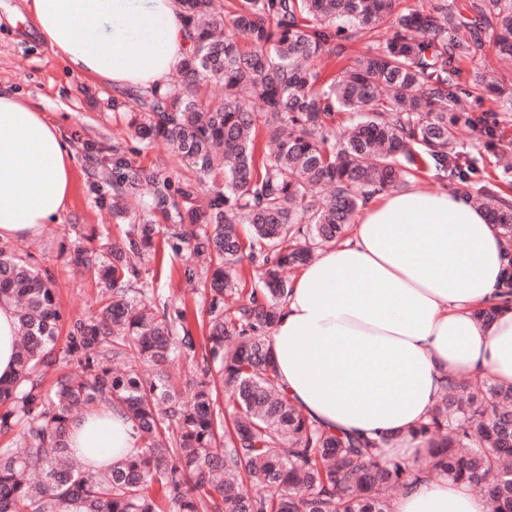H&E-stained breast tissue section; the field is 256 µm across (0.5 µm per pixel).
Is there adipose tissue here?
Here are the masks:
<instances>
[{
    "mask_svg": "<svg viewBox=\"0 0 512 512\" xmlns=\"http://www.w3.org/2000/svg\"><path fill=\"white\" fill-rule=\"evenodd\" d=\"M50 51L76 75L122 89L163 87L190 50L181 0H25ZM97 29L94 39L84 29ZM73 151L41 102L0 87V239L41 233L64 210ZM497 227L460 193L384 192L359 209L351 234L304 267L271 333L279 379L313 423L391 436L389 455L411 461L447 380L491 374L512 385V305L493 322L505 267ZM78 460L108 466L141 451L122 408L111 425L71 426ZM392 512H489L445 478L399 495Z\"/></svg>",
    "mask_w": 512,
    "mask_h": 512,
    "instance_id": "obj_1",
    "label": "adipose tissue"
}]
</instances>
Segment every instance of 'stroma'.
Wrapping results in <instances>:
<instances>
[{
  "instance_id": "35a3bbf8",
  "label": "stroma",
  "mask_w": 512,
  "mask_h": 512,
  "mask_svg": "<svg viewBox=\"0 0 512 512\" xmlns=\"http://www.w3.org/2000/svg\"><path fill=\"white\" fill-rule=\"evenodd\" d=\"M24 0H0V85L24 97L42 101L50 118L74 152V178L69 202L57 220L42 233L17 241L20 254L53 275L58 305L65 319L96 315L104 289L90 274L80 273L72 260L75 245L99 248L103 238L122 237L127 221L113 218L110 205L98 202L95 187L112 175V142L127 134L123 113L114 111L113 88L86 77L70 74L63 61L46 49L37 32L27 24ZM463 89L471 87V75L479 71L496 81L512 84V66L495 60L492 42H484L476 55L460 65ZM468 121L457 130L456 149L475 156L476 171L460 181L432 167H423L415 184L424 189L441 187L469 195L512 187V111L497 114L495 145L485 148L486 136L475 120L491 107L490 99L468 98ZM130 159L145 176L139 192L149 195L153 178L179 181L192 177V168L164 146L132 153ZM189 248L172 251L165 237L157 239V255L144 275L157 299L173 310L184 311L195 339H202L200 314L208 294L200 282L188 281L185 267L194 265Z\"/></svg>"
}]
</instances>
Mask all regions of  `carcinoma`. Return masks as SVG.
Masks as SVG:
<instances>
[{
    "label": "carcinoma",
    "instance_id": "cac0c4a2",
    "mask_svg": "<svg viewBox=\"0 0 512 512\" xmlns=\"http://www.w3.org/2000/svg\"><path fill=\"white\" fill-rule=\"evenodd\" d=\"M182 0L191 48L178 76L148 93L126 89V125L149 147L164 142L195 171L216 181L204 201L192 180L142 177L127 146L112 143V179L99 189L112 213L139 214L124 237L73 261L94 268L107 293L96 317L67 325L64 354L81 373L45 392L35 377L56 363L62 329L49 272L0 243V301L18 320L16 374L0 381V432L19 428L17 449L0 448V512H392L391 493L426 476L487 485L490 512H512V386L455 380L415 434L428 439L426 465L385 458L388 437L335 434L311 422L279 383L270 347L289 293L284 267L307 265L342 240L373 195L405 185L433 161L465 181L456 131L467 101L456 92L460 61L490 32L497 54L512 59V0H479L461 21L447 0L398 12L395 0ZM384 27L388 36L328 81L311 62L340 54L341 41ZM474 82L512 109V88ZM208 84L221 100H203ZM261 103L260 110L252 101ZM350 113L336 141L335 115ZM477 203L505 241L512 201L485 194ZM176 225L171 248L186 244L203 265L210 301L201 356L180 311L158 307L141 268L156 255L157 221ZM256 266L260 287L244 295L236 266ZM501 287L512 304V250ZM190 356L201 379L186 395L163 365ZM231 412L224 416V402ZM123 407L142 453L88 470L73 457L68 425L90 411ZM250 485L251 490L243 489Z\"/></svg>",
    "mask_w": 512,
    "mask_h": 512
}]
</instances>
